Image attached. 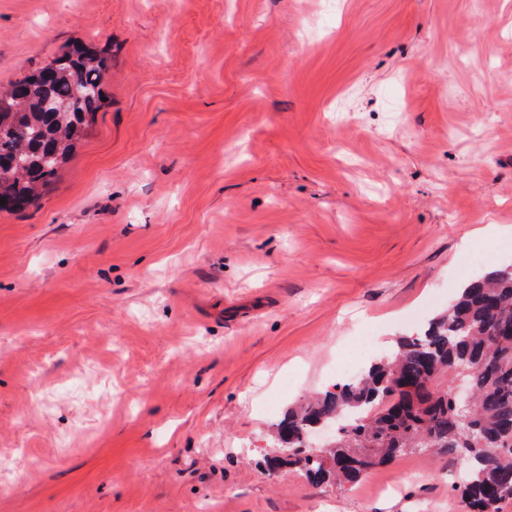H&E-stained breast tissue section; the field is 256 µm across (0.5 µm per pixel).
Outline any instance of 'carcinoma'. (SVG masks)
<instances>
[{
    "label": "carcinoma",
    "mask_w": 512,
    "mask_h": 512,
    "mask_svg": "<svg viewBox=\"0 0 512 512\" xmlns=\"http://www.w3.org/2000/svg\"><path fill=\"white\" fill-rule=\"evenodd\" d=\"M109 69L106 51L76 44L0 90V211L28 208L55 180L103 105ZM270 438L282 452L265 466L320 487H353L417 449L457 455L465 512H499L512 500V264L468 281L357 381L289 409Z\"/></svg>",
    "instance_id": "1"
}]
</instances>
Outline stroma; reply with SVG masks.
I'll use <instances>...</instances> for the list:
<instances>
[{
  "label": "stroma",
  "instance_id": "35a3bbf8",
  "mask_svg": "<svg viewBox=\"0 0 512 512\" xmlns=\"http://www.w3.org/2000/svg\"><path fill=\"white\" fill-rule=\"evenodd\" d=\"M77 42L103 106L0 212V512H463L444 455L259 462L364 328L512 264V0H0V86Z\"/></svg>",
  "mask_w": 512,
  "mask_h": 512
}]
</instances>
